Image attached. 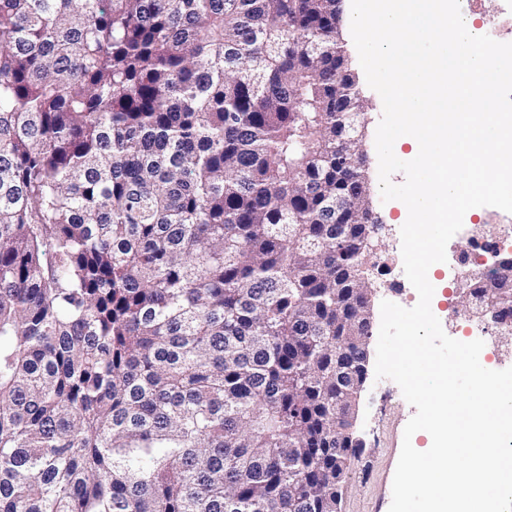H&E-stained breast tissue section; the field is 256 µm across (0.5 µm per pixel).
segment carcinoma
I'll return each mask as SVG.
<instances>
[{
    "mask_svg": "<svg viewBox=\"0 0 512 512\" xmlns=\"http://www.w3.org/2000/svg\"><path fill=\"white\" fill-rule=\"evenodd\" d=\"M337 22L0 0V512H336L375 255Z\"/></svg>",
    "mask_w": 512,
    "mask_h": 512,
    "instance_id": "cac0c4a2",
    "label": "carcinoma"
}]
</instances>
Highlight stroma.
Here are the masks:
<instances>
[{
  "mask_svg": "<svg viewBox=\"0 0 512 512\" xmlns=\"http://www.w3.org/2000/svg\"><path fill=\"white\" fill-rule=\"evenodd\" d=\"M362 94L367 102L369 123L365 130V150L367 154V175L371 189V206L386 226L383 242L377 251V263L370 269V279L375 294L373 306H380L389 300L403 307H413L418 294L407 279L403 270L400 230L407 220L401 201H382L378 178V157L375 148V132L382 116V100L370 87H363ZM478 224H511L512 213L495 207H479L471 218L465 219L462 229L448 243L445 270H453L459 264L466 237L472 236ZM440 320L444 332L455 339L469 342L483 340L485 346L482 358L502 370L512 366V358L503 355L497 348L494 335L496 328L492 322L472 321L465 324L453 318L446 302H438L432 307ZM403 397L399 386L392 380L368 377L361 393L358 407L357 429L365 441L353 459L345 482L342 512H374L375 506H390L392 482L402 446L403 431L409 419L415 414Z\"/></svg>",
  "mask_w": 512,
  "mask_h": 512,
  "instance_id": "stroma-1",
  "label": "stroma"
}]
</instances>
